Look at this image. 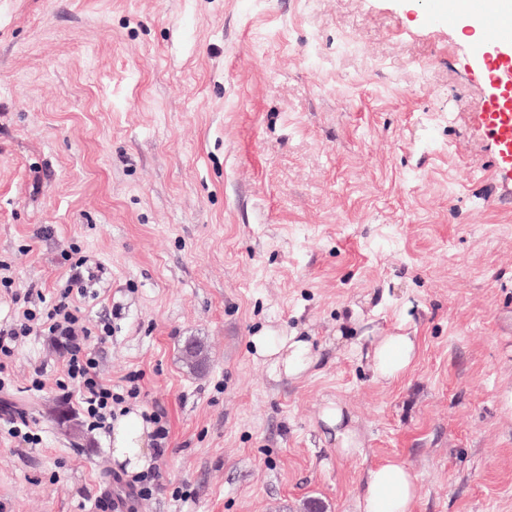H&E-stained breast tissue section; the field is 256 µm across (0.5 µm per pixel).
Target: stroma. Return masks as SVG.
Here are the masks:
<instances>
[{
    "mask_svg": "<svg viewBox=\"0 0 512 512\" xmlns=\"http://www.w3.org/2000/svg\"><path fill=\"white\" fill-rule=\"evenodd\" d=\"M486 50L425 0H0V326L27 292L54 301L62 251L100 265V373L139 375L128 408L170 426L133 512H355L386 458L414 512H512V163ZM397 332L418 354L376 381L351 345ZM292 334L319 362L275 377L252 339ZM4 377L0 512H97L112 430L63 399L61 351L21 338ZM328 399L364 456L337 454Z\"/></svg>",
    "mask_w": 512,
    "mask_h": 512,
    "instance_id": "1",
    "label": "stroma"
}]
</instances>
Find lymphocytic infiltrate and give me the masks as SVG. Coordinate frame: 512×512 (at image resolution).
Returning a JSON list of instances; mask_svg holds the SVG:
<instances>
[{"label":"lymphocytic infiltrate","instance_id":"f902f5d3","mask_svg":"<svg viewBox=\"0 0 512 512\" xmlns=\"http://www.w3.org/2000/svg\"><path fill=\"white\" fill-rule=\"evenodd\" d=\"M94 278L95 273L86 260L77 259L70 265L66 286L49 308L41 312L24 310L9 329H0V373L5 371L18 338L32 334L59 338L65 350L67 375L91 428L96 429L114 416L116 405L122 404L125 398L137 397L139 389L133 386L126 394L115 393L111 384L101 377L99 361L85 343L92 331L77 301L86 297L88 284Z\"/></svg>","mask_w":512,"mask_h":512}]
</instances>
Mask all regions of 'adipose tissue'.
<instances>
[{"label":"adipose tissue","mask_w":512,"mask_h":512,"mask_svg":"<svg viewBox=\"0 0 512 512\" xmlns=\"http://www.w3.org/2000/svg\"><path fill=\"white\" fill-rule=\"evenodd\" d=\"M254 348L267 359L274 375L296 377L318 362L312 343L303 336H257ZM418 353L414 337L398 333L374 337L366 351L378 380L390 382L404 374ZM322 422L332 430L336 451L343 456L362 454V441L353 418L342 405L330 402L321 413ZM149 433L140 412L118 417L112 428V457L128 470H141L145 464L144 444ZM417 482L411 469L388 458L368 467L356 497L357 512H413Z\"/></svg>","instance_id":"adipose-tissue-1"}]
</instances>
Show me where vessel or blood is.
<instances>
[{
    "instance_id": "obj_1",
    "label": "vessel or blood",
    "mask_w": 512,
    "mask_h": 512,
    "mask_svg": "<svg viewBox=\"0 0 512 512\" xmlns=\"http://www.w3.org/2000/svg\"><path fill=\"white\" fill-rule=\"evenodd\" d=\"M472 21L487 43L497 46L498 52L489 57L485 68L487 78L495 89L484 120L494 134L501 160L512 161V16L505 14L492 0H469Z\"/></svg>"
}]
</instances>
